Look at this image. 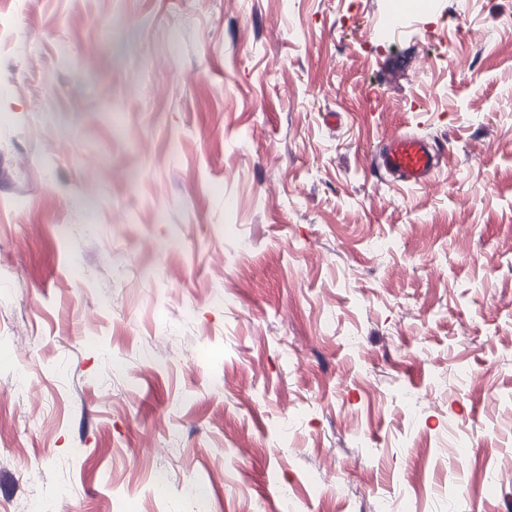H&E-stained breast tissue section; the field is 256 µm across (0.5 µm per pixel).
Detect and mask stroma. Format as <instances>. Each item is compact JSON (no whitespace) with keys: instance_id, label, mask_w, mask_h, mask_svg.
<instances>
[{"instance_id":"obj_1","label":"stroma","mask_w":512,"mask_h":512,"mask_svg":"<svg viewBox=\"0 0 512 512\" xmlns=\"http://www.w3.org/2000/svg\"><path fill=\"white\" fill-rule=\"evenodd\" d=\"M403 2L0 0V512H512V0ZM437 164L438 153L434 143L401 133L383 139L371 158L374 170L391 175L408 186L427 184Z\"/></svg>"}]
</instances>
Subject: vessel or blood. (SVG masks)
<instances>
[{"label": "vessel or blood", "mask_w": 512, "mask_h": 512, "mask_svg": "<svg viewBox=\"0 0 512 512\" xmlns=\"http://www.w3.org/2000/svg\"><path fill=\"white\" fill-rule=\"evenodd\" d=\"M437 164L434 143L401 133L383 139L371 158L374 170L393 176L408 186L427 184Z\"/></svg>", "instance_id": "obj_1"}]
</instances>
